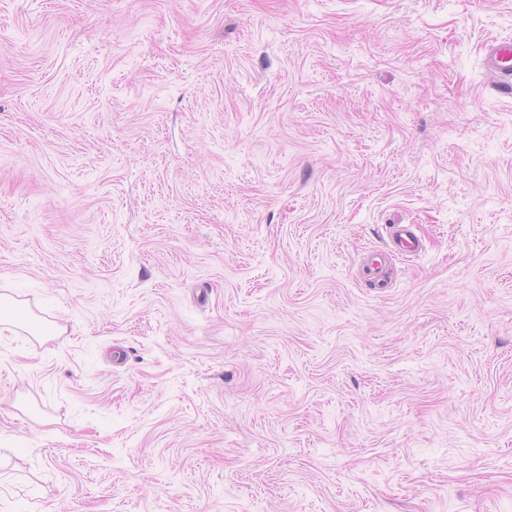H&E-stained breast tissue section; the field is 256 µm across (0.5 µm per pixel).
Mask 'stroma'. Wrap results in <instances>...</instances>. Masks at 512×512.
<instances>
[{
  "mask_svg": "<svg viewBox=\"0 0 512 512\" xmlns=\"http://www.w3.org/2000/svg\"><path fill=\"white\" fill-rule=\"evenodd\" d=\"M506 37L512 0H0V289L66 328L0 335V512H512ZM485 50L492 75L501 78V83L508 82L512 77V44L491 43L486 45ZM390 237L394 248L402 253H416L419 244L413 236L409 225L393 224L390 226Z\"/></svg>",
  "mask_w": 512,
  "mask_h": 512,
  "instance_id": "stroma-1",
  "label": "stroma"
}]
</instances>
